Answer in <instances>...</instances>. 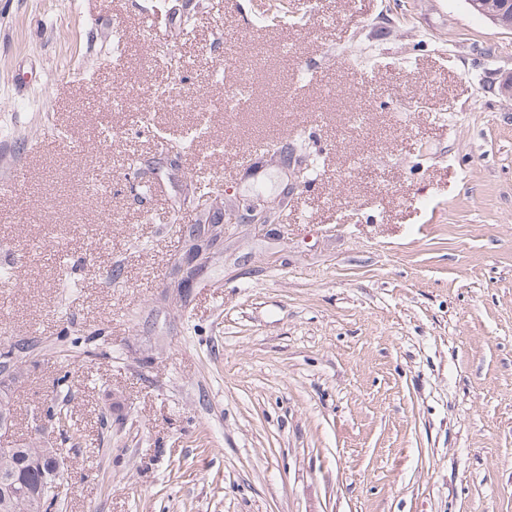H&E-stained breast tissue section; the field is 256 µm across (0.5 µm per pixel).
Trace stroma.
<instances>
[{
	"instance_id": "stroma-1",
	"label": "stroma",
	"mask_w": 512,
	"mask_h": 512,
	"mask_svg": "<svg viewBox=\"0 0 512 512\" xmlns=\"http://www.w3.org/2000/svg\"><path fill=\"white\" fill-rule=\"evenodd\" d=\"M172 3L0 0V336L112 353L70 366L63 512H512V31L467 0H288L287 28L191 0L189 44ZM195 175L272 219L184 294ZM58 368L24 375L15 444Z\"/></svg>"
}]
</instances>
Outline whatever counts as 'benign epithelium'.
I'll list each match as a JSON object with an SVG mask.
<instances>
[{
	"label": "benign epithelium",
	"mask_w": 512,
	"mask_h": 512,
	"mask_svg": "<svg viewBox=\"0 0 512 512\" xmlns=\"http://www.w3.org/2000/svg\"><path fill=\"white\" fill-rule=\"evenodd\" d=\"M471 7L488 17L494 24L504 30H512V0H469ZM201 209L210 212L216 224L206 230L191 231V225L179 226V233L186 243L185 254L178 266L181 289L187 290L195 286L204 271V264L214 248L224 239V225L267 223V209L249 202L243 208L224 211L220 200H210L201 205ZM20 377L10 364L0 365V390L13 394ZM34 435L45 441L41 448H35L30 457V464L41 472L42 486L36 492L23 485L13 484L5 494V505L11 512H55L56 504L64 496L66 480L61 466L65 457L57 448L50 424L41 412L33 416ZM13 428V417L0 412V461H9L13 449L2 438Z\"/></svg>",
	"instance_id": "1"
}]
</instances>
